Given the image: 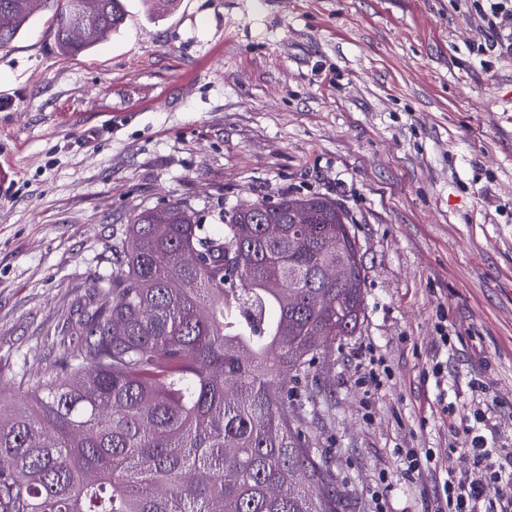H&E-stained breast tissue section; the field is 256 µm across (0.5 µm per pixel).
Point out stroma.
Masks as SVG:
<instances>
[{"mask_svg": "<svg viewBox=\"0 0 512 512\" xmlns=\"http://www.w3.org/2000/svg\"><path fill=\"white\" fill-rule=\"evenodd\" d=\"M60 53L52 6L0 50V399L33 391L102 303L112 244L144 208L327 196L366 270L363 324L306 401L340 512H429L461 472L484 374L489 443L512 444V56L485 63L463 0H179ZM455 336L442 346L441 331ZM390 377L361 382L369 358ZM448 368L437 389L424 373ZM446 399H439V392ZM404 456L406 460V468L403 469L402 478L406 481L413 482L420 479L425 472L435 471L431 469L433 459L432 450L429 448H406Z\"/></svg>", "mask_w": 512, "mask_h": 512, "instance_id": "35a3bbf8", "label": "stroma"}]
</instances>
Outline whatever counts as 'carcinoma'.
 <instances>
[{
    "label": "carcinoma",
    "mask_w": 512,
    "mask_h": 512,
    "mask_svg": "<svg viewBox=\"0 0 512 512\" xmlns=\"http://www.w3.org/2000/svg\"><path fill=\"white\" fill-rule=\"evenodd\" d=\"M43 2L0 0V48ZM55 2L64 53L125 20L123 0ZM221 218L211 233L173 200L116 238L108 298L78 307L60 372L0 401V512H339L288 382H309L361 324L366 273L348 214L284 196Z\"/></svg>",
    "instance_id": "carcinoma-1"
}]
</instances>
